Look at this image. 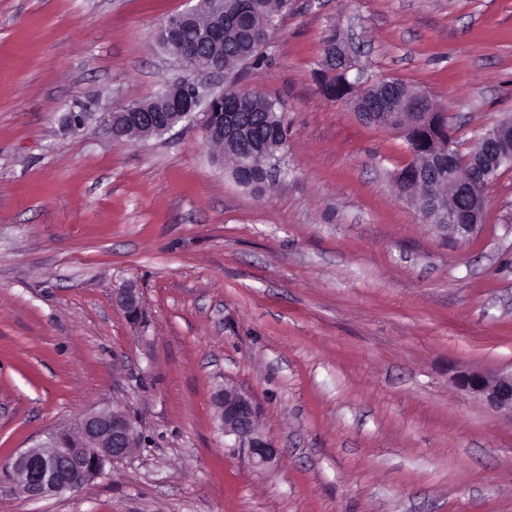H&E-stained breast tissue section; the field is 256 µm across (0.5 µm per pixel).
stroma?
I'll use <instances>...</instances> for the list:
<instances>
[{"label":"stroma","mask_w":512,"mask_h":512,"mask_svg":"<svg viewBox=\"0 0 512 512\" xmlns=\"http://www.w3.org/2000/svg\"><path fill=\"white\" fill-rule=\"evenodd\" d=\"M187 7L0 0V512H512V417L455 384L512 366V169L454 239L398 193L397 134L314 75L339 28L468 153L512 114V0H293L236 75L288 126L264 195L201 125L112 137L110 112L179 74L154 31ZM226 384L253 397L273 467L225 448ZM113 405L141 448L75 493L15 489L18 453Z\"/></svg>","instance_id":"obj_1"}]
</instances>
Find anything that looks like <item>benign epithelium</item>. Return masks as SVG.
I'll list each match as a JSON object with an SVG mask.
<instances>
[{
	"mask_svg": "<svg viewBox=\"0 0 512 512\" xmlns=\"http://www.w3.org/2000/svg\"><path fill=\"white\" fill-rule=\"evenodd\" d=\"M207 27L212 39L224 42V3L219 0ZM168 52L184 67L194 68L188 75L165 84L168 106L182 113L183 121L203 116L209 128L224 126V92L211 78L224 72L199 63L202 50L198 44L171 37ZM175 127L166 113L114 112L110 128H133L148 138L164 134ZM468 175H455L453 164H448L449 198L433 194L429 198L433 214L426 217L428 224H438L453 235L470 236L480 226L487 204L486 190L475 182L477 173L501 168L512 161V117L486 130L479 146L468 157ZM116 301L123 311L135 319L140 314V296L133 286L116 292ZM458 387L484 401L492 410L512 415V369L493 373L463 372L457 379ZM219 421L228 448H240L252 467L265 469L280 455L275 443L259 430V411L255 401L246 393L226 387L218 394ZM78 436L89 448L86 456L71 452V436ZM142 431L136 419L125 409H90L80 414L71 425L56 428L34 446L20 452L12 463V471L20 477L19 490L31 498H44L74 491L75 478L87 480L99 476L106 466L128 458L139 447Z\"/></svg>",
	"mask_w": 512,
	"mask_h": 512,
	"instance_id": "obj_1",
	"label": "benign epithelium"
}]
</instances>
